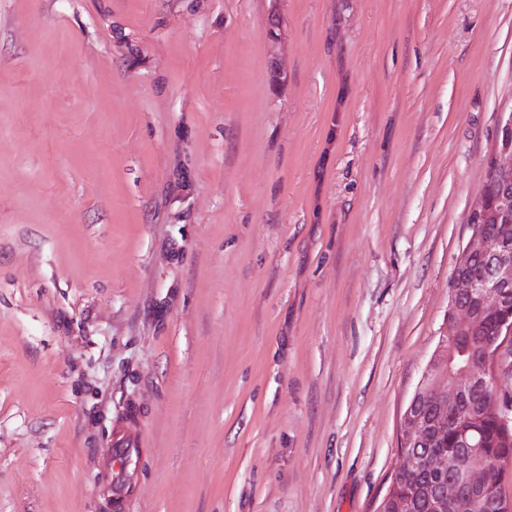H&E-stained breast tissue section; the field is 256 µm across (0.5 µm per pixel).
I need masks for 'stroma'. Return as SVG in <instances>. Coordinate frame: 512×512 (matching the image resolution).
Returning a JSON list of instances; mask_svg holds the SVG:
<instances>
[{"label":"stroma","mask_w":512,"mask_h":512,"mask_svg":"<svg viewBox=\"0 0 512 512\" xmlns=\"http://www.w3.org/2000/svg\"><path fill=\"white\" fill-rule=\"evenodd\" d=\"M510 106L512 0H0V512H376ZM114 446L112 458L115 493L112 498V509L116 510L114 512H124L132 498L127 486V469L137 445L129 439H119Z\"/></svg>","instance_id":"35a3bbf8"}]
</instances>
